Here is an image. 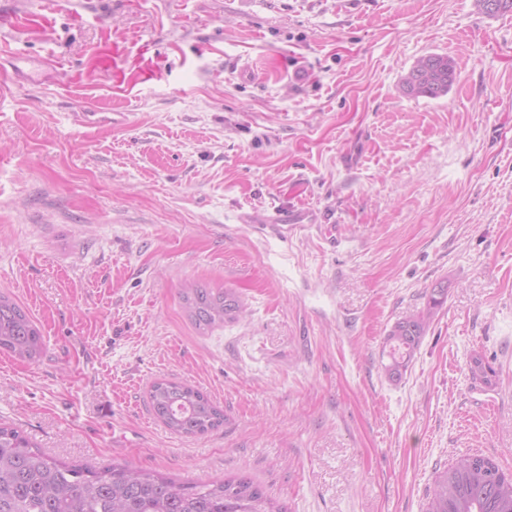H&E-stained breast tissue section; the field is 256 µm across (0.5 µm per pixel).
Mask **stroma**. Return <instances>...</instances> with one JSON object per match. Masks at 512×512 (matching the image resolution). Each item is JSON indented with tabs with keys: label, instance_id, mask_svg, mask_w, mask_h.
Listing matches in <instances>:
<instances>
[{
	"label": "stroma",
	"instance_id": "obj_1",
	"mask_svg": "<svg viewBox=\"0 0 512 512\" xmlns=\"http://www.w3.org/2000/svg\"><path fill=\"white\" fill-rule=\"evenodd\" d=\"M0 424L66 463L246 472L288 512H424L462 454L512 471V11L475 0H0ZM448 57L439 98L406 95ZM120 112L90 127L79 113ZM303 216L287 230L275 216ZM236 290L199 331L180 290ZM447 299L401 380L392 325ZM485 356L493 387L469 361ZM206 393L182 436L148 389ZM454 68L448 57L428 55L419 59L404 78L402 87L409 96L437 98L448 93ZM43 348L39 327L9 295L0 293V353L19 360H31ZM154 417L171 432L203 435L224 420V413L199 389L167 378L155 380L148 391Z\"/></svg>",
	"mask_w": 512,
	"mask_h": 512
}]
</instances>
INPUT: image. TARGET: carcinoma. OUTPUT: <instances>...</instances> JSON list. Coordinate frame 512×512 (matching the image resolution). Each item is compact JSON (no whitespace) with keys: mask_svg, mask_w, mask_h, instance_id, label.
I'll use <instances>...</instances> for the list:
<instances>
[{"mask_svg":"<svg viewBox=\"0 0 512 512\" xmlns=\"http://www.w3.org/2000/svg\"><path fill=\"white\" fill-rule=\"evenodd\" d=\"M478 11L494 17L512 10V0H476ZM454 81L451 61L440 55L419 59L404 78L409 96L437 98ZM195 326L211 330L234 321L246 308L230 288L189 285L181 291ZM448 296L444 285L432 288L427 305L398 320L389 330V362L382 366L398 381L414 357L435 314ZM43 348L39 327L9 295L0 293V353L31 360ZM471 375L486 386L495 371L481 355L471 361ZM154 417L171 432L203 435L224 420V413L202 391L167 378L148 391ZM0 512H286L264 488L246 475L211 483H177L158 473L121 466L98 470L69 465L31 447L18 431L0 426ZM426 512H512V473L491 459L465 454L435 475Z\"/></svg>","mask_w":512,"mask_h":512,"instance_id":"obj_1","label":"carcinoma"}]
</instances>
